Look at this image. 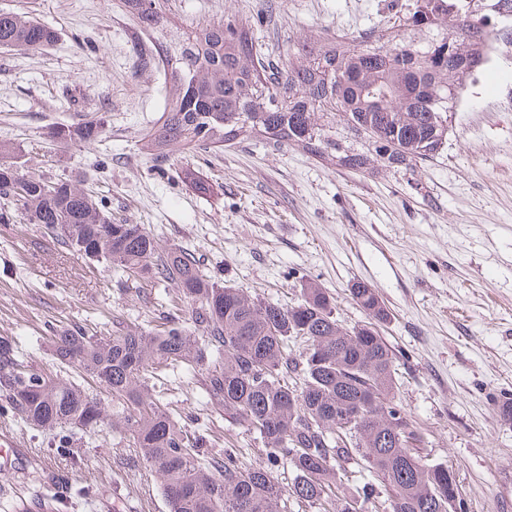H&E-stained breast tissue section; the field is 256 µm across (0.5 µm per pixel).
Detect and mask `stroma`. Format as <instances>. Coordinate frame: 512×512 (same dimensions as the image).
<instances>
[{
	"mask_svg": "<svg viewBox=\"0 0 512 512\" xmlns=\"http://www.w3.org/2000/svg\"><path fill=\"white\" fill-rule=\"evenodd\" d=\"M482 0L498 52L467 78L448 119L441 155L411 171L359 172L308 153L247 137L207 151L144 149L169 89L142 68L136 46L150 37L122 0H0L58 32L38 52L0 48V142L18 147L31 175L68 177L92 189L114 219L145 225L161 247L195 250L226 283L269 302L297 299L316 280L347 328L364 312L350 289L366 283L385 304L380 328L397 356L395 400L422 441L419 453L456 472L465 512H501L512 495V421L498 405L512 394V17ZM167 41L227 15L268 31L263 49L321 36L356 40L391 25V0H156ZM99 119L104 140L66 148L51 128ZM194 168L203 193L177 171ZM108 263L77 256L22 215L0 223V337L12 336L32 370L53 369L49 336L59 327L103 331L113 323L151 330L173 283L117 288ZM173 411L208 428L216 448L233 438L245 465L263 445L242 422L200 404L197 385L168 377ZM17 438L20 466H0V491L29 500L54 475L67 485L57 512H167L160 478L139 464L128 435L22 426L0 411V433ZM68 445H61V436Z\"/></svg>",
	"mask_w": 512,
	"mask_h": 512,
	"instance_id": "obj_1",
	"label": "stroma"
}]
</instances>
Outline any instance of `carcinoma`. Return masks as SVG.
I'll return each mask as SVG.
<instances>
[{
    "instance_id": "obj_1",
    "label": "carcinoma",
    "mask_w": 512,
    "mask_h": 512,
    "mask_svg": "<svg viewBox=\"0 0 512 512\" xmlns=\"http://www.w3.org/2000/svg\"><path fill=\"white\" fill-rule=\"evenodd\" d=\"M125 7L141 29L164 30L156 0ZM491 36L475 0H410L398 25L362 32L358 46L338 37L295 43L282 64L236 20L202 23L161 47L173 95L148 148L164 156L174 145L208 149L251 133L355 171L411 170L440 155L458 89L484 65ZM56 38L28 15L0 11V48L38 50ZM339 121L362 147L336 139ZM102 133L93 119L49 135L69 145ZM16 210L78 255L115 266L118 283L172 282L185 304L170 305L155 333L122 322L100 334L55 331L59 371L91 375L112 394L110 409L73 379L26 368L15 341L0 337L1 409L43 429L91 435L121 425L135 458L160 476L168 512H287L290 497L309 512H367L383 492L388 512L464 510L456 473L422 459L421 436L394 400L396 355L378 331L389 313L367 285L354 284L351 296L368 321L346 329L314 281L302 282L293 305L252 297L216 280L192 251L160 249L145 225L112 220L75 181L1 162L0 222ZM175 368L201 377L204 404L260 436L264 463L242 467L230 440L211 454L209 433L174 419L154 380ZM361 393L373 398L349 427L341 413ZM284 461L293 474L286 495L275 477ZM355 465L373 480L355 483Z\"/></svg>"
}]
</instances>
